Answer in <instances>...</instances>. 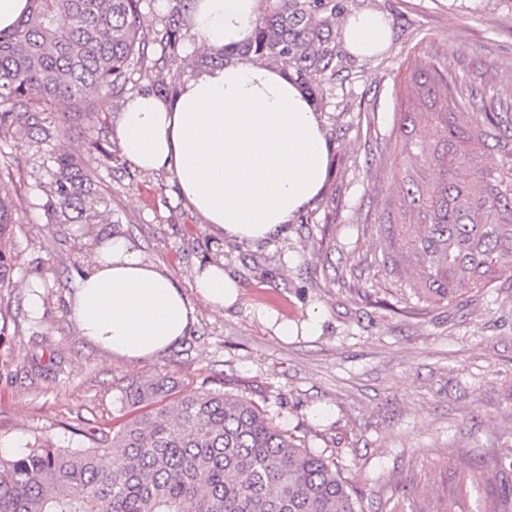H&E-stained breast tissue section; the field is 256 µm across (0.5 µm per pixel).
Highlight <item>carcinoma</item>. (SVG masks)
<instances>
[{"mask_svg":"<svg viewBox=\"0 0 512 512\" xmlns=\"http://www.w3.org/2000/svg\"><path fill=\"white\" fill-rule=\"evenodd\" d=\"M251 38L197 59L199 69L236 56L294 68L303 89L319 90L342 72L332 24L343 0H263ZM29 0L9 31H0V131L58 140L42 114L78 104L95 92L101 101L125 97L133 75L155 92H177L168 79L186 36L194 0ZM455 81L434 64L419 68L423 100H436ZM440 147L423 159L438 168L433 184L413 180L402 191L422 218L410 243L391 235L383 251L414 264L407 286L418 300L450 301L492 284L512 260V126L496 104L448 96L430 112ZM411 113L400 115L396 145L414 158ZM503 153L496 171L479 165L488 140ZM96 166L60 152L45 185L47 211L58 224H80L83 234L119 223L112 200L98 190L97 168L116 170L111 151L92 142ZM16 203L0 182V289L17 267L11 249ZM129 418L116 430L80 431L89 445L62 448L48 438L27 451L0 457V512H362L338 465L279 428L255 400L221 390L179 394L163 378L131 382L124 390ZM475 463L452 477L448 512H468L469 486L482 480Z\"/></svg>","mask_w":512,"mask_h":512,"instance_id":"carcinoma-1","label":"carcinoma"}]
</instances>
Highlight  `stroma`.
Segmentation results:
<instances>
[{"label": "stroma", "instance_id": "35a3bbf8", "mask_svg": "<svg viewBox=\"0 0 512 512\" xmlns=\"http://www.w3.org/2000/svg\"><path fill=\"white\" fill-rule=\"evenodd\" d=\"M348 13L377 12L390 24L387 48L364 60L345 53L344 70L311 99L329 145L321 196L293 218L288 234L252 246L208 236L200 216L177 198L171 173L126 166L102 171L119 229L149 261L188 287L197 262L223 255L240 285L234 308L200 307L177 348L143 362L108 356L68 317L74 276L91 256L76 226L59 225L39 187L53 163L45 145L0 138V178L17 204L12 241L18 299L0 337V455L35 440L85 447L83 426L119 425L126 385L162 377L178 391L222 389L262 403L282 429L338 462L363 512H390L394 491L446 508L451 475L481 460L487 479L470 499L492 512L512 470L493 462L512 448V272L487 297L418 301L402 285L407 269L385 266L381 239L404 213L400 187L433 167L399 155L392 132L415 113L412 140L435 148L418 98H407L415 65L433 59L459 79L458 91L512 102V0H348ZM122 105L54 112L58 148L90 164L91 142L112 136ZM302 322L319 311L324 332L280 342L257 310ZM331 410L312 422L314 406Z\"/></svg>", "mask_w": 512, "mask_h": 512}]
</instances>
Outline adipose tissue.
I'll return each mask as SVG.
<instances>
[{
  "label": "adipose tissue",
  "mask_w": 512,
  "mask_h": 512,
  "mask_svg": "<svg viewBox=\"0 0 512 512\" xmlns=\"http://www.w3.org/2000/svg\"><path fill=\"white\" fill-rule=\"evenodd\" d=\"M259 6L195 0L192 26L212 48L237 45L252 33ZM344 36L351 53L369 59L387 46L390 27L363 12L346 19ZM114 135L138 171H170L220 240L257 245L286 235L327 178L328 142L312 101L287 71L257 63L232 61L195 75L167 100L136 90ZM238 295L223 262L197 263L184 289L116 233L77 275L69 317L102 352L138 363L178 345L197 322L198 305L221 312Z\"/></svg>",
  "instance_id": "1"
}]
</instances>
